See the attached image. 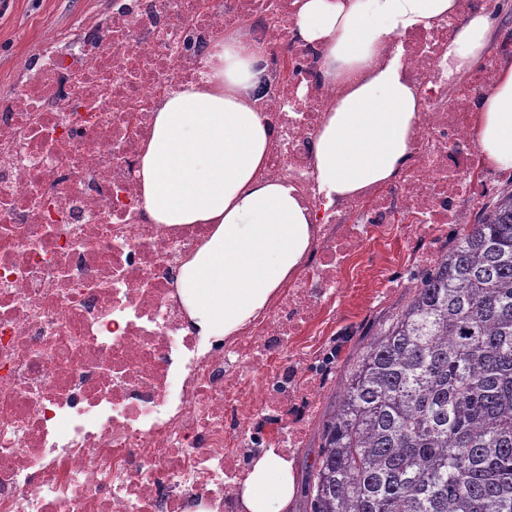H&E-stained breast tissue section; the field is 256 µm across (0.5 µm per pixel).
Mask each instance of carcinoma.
I'll list each match as a JSON object with an SVG mask.
<instances>
[{
    "mask_svg": "<svg viewBox=\"0 0 512 512\" xmlns=\"http://www.w3.org/2000/svg\"><path fill=\"white\" fill-rule=\"evenodd\" d=\"M302 512H512V188L357 354Z\"/></svg>",
    "mask_w": 512,
    "mask_h": 512,
    "instance_id": "obj_1",
    "label": "carcinoma"
}]
</instances>
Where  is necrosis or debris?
<instances>
[{
  "label": "necrosis or debris",
  "instance_id": "4bbe7bcc",
  "mask_svg": "<svg viewBox=\"0 0 512 512\" xmlns=\"http://www.w3.org/2000/svg\"><path fill=\"white\" fill-rule=\"evenodd\" d=\"M302 2L112 0L80 39L47 29L39 67L0 99V512H235L243 462L268 445L256 419L274 406L278 434L302 430L292 414L359 250L418 254L483 204L497 169L473 109L498 70L449 76L448 43L497 0H456L379 47L372 65L397 61L419 95L414 161L331 206L313 145L344 87L293 32ZM228 35L264 72L261 175L294 187L316 234L265 310L207 347L175 275L208 228L150 223L138 168L163 95Z\"/></svg>",
  "mask_w": 512,
  "mask_h": 512
}]
</instances>
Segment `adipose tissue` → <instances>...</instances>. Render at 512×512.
Here are the masks:
<instances>
[{
    "instance_id": "obj_1",
    "label": "adipose tissue",
    "mask_w": 512,
    "mask_h": 512,
    "mask_svg": "<svg viewBox=\"0 0 512 512\" xmlns=\"http://www.w3.org/2000/svg\"><path fill=\"white\" fill-rule=\"evenodd\" d=\"M455 0H303L296 31L326 48L324 77L346 87L327 110L314 143L318 179L328 200L392 180L411 158L418 109L414 88L396 62L366 68L388 39L448 16ZM493 22L473 12L448 44L456 68L483 60ZM258 73L247 47L215 44L196 82L158 104L139 176L150 221L207 224L204 243L181 263L176 287L187 320L203 341L235 335L262 312L306 257L315 234L288 184L266 181L273 136L251 108ZM479 149L512 168V64L477 103ZM297 493L291 460L267 449L250 464L239 512H287Z\"/></svg>"
}]
</instances>
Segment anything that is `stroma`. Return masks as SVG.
Instances as JSON below:
<instances>
[{
  "label": "stroma",
  "mask_w": 512,
  "mask_h": 512,
  "mask_svg": "<svg viewBox=\"0 0 512 512\" xmlns=\"http://www.w3.org/2000/svg\"><path fill=\"white\" fill-rule=\"evenodd\" d=\"M111 0H0V97L9 94L21 76L24 64L36 61L45 29L58 27L77 31L79 24L92 16L105 13ZM402 245H366L358 253L356 263L362 269L383 271L392 288L376 295L377 285L366 278L351 286L345 302L336 310L334 334L325 336L322 352L337 349L338 359L332 374L323 375L320 368L312 374L319 384L315 392L317 411L306 423V434L289 454L298 481H305L320 444L319 427L326 410L342 394L345 376L351 368L349 359L363 334L374 332L375 321L400 305L415 277L427 266L426 260L404 262Z\"/></svg>",
  "instance_id": "35a3bbf8"
}]
</instances>
